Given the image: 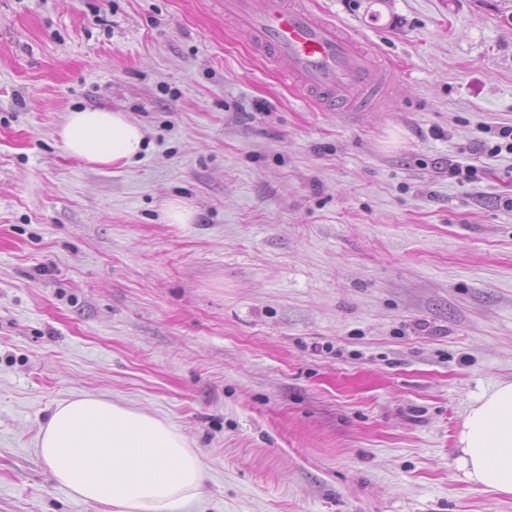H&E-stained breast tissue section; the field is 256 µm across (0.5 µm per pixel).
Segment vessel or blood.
<instances>
[{
  "label": "vessel or blood",
  "mask_w": 512,
  "mask_h": 512,
  "mask_svg": "<svg viewBox=\"0 0 512 512\" xmlns=\"http://www.w3.org/2000/svg\"><path fill=\"white\" fill-rule=\"evenodd\" d=\"M224 18L258 53L286 59L290 82L320 94L325 110L344 111L370 89L372 54L303 0H224Z\"/></svg>",
  "instance_id": "b4317fda"
}]
</instances>
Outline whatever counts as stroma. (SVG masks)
Returning <instances> with one entry per match:
<instances>
[{
    "instance_id": "obj_1",
    "label": "stroma",
    "mask_w": 512,
    "mask_h": 512,
    "mask_svg": "<svg viewBox=\"0 0 512 512\" xmlns=\"http://www.w3.org/2000/svg\"><path fill=\"white\" fill-rule=\"evenodd\" d=\"M305 3L372 51L380 106L322 111L224 0H0V512H102L36 451L83 394L202 454L185 512H512L453 464L512 382V154L471 153L512 124V0ZM79 108L146 152L72 158ZM56 134L69 155L99 167L125 166L145 150L141 127L124 112L73 110Z\"/></svg>"
}]
</instances>
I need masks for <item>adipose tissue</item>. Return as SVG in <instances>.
Returning a JSON list of instances; mask_svg holds the SVG:
<instances>
[{
  "instance_id": "adipose-tissue-1",
  "label": "adipose tissue",
  "mask_w": 512,
  "mask_h": 512,
  "mask_svg": "<svg viewBox=\"0 0 512 512\" xmlns=\"http://www.w3.org/2000/svg\"><path fill=\"white\" fill-rule=\"evenodd\" d=\"M57 135L72 157L99 167L129 164L144 133L124 113L74 110ZM37 450L56 483L106 512H181L202 495L206 465L167 420L84 395L56 405ZM455 467L472 485L512 495V382L468 407Z\"/></svg>"
}]
</instances>
